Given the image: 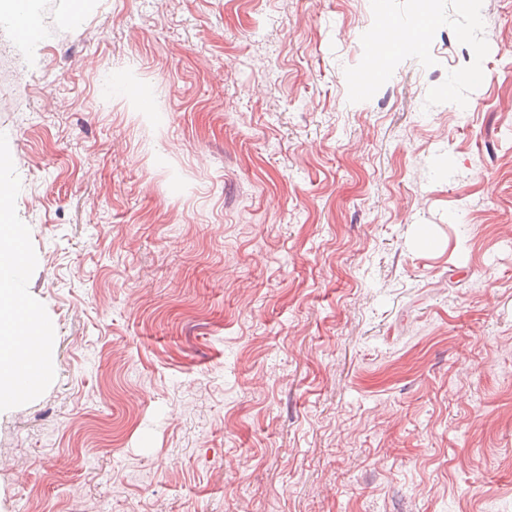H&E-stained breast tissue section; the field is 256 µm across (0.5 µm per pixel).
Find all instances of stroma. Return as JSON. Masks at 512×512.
Instances as JSON below:
<instances>
[{"instance_id":"stroma-1","label":"stroma","mask_w":512,"mask_h":512,"mask_svg":"<svg viewBox=\"0 0 512 512\" xmlns=\"http://www.w3.org/2000/svg\"><path fill=\"white\" fill-rule=\"evenodd\" d=\"M32 8L0 151L52 332L0 512H512V0Z\"/></svg>"}]
</instances>
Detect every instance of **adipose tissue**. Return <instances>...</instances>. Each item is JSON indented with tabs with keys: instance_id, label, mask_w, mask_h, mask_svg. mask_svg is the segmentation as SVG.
<instances>
[{
	"instance_id": "obj_1",
	"label": "adipose tissue",
	"mask_w": 512,
	"mask_h": 512,
	"mask_svg": "<svg viewBox=\"0 0 512 512\" xmlns=\"http://www.w3.org/2000/svg\"><path fill=\"white\" fill-rule=\"evenodd\" d=\"M11 210V186L0 176V310L16 307L21 311L14 320L0 321V409L32 394L23 376L32 368L44 371L45 366L43 358H28L24 346L47 339L46 323L13 287L23 263V234L20 225L10 223Z\"/></svg>"
}]
</instances>
